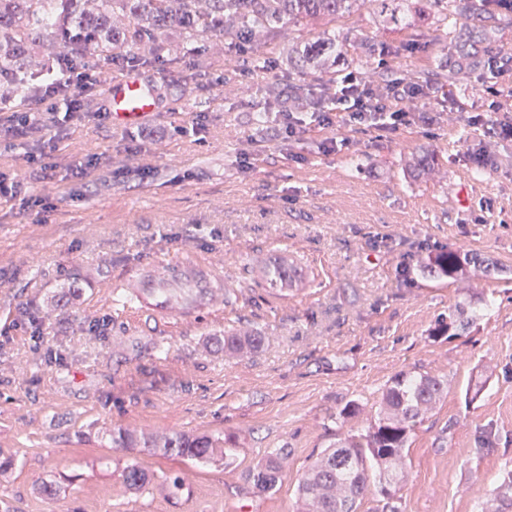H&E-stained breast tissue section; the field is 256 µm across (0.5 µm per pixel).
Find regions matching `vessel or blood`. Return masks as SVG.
Wrapping results in <instances>:
<instances>
[{"label": "vessel or blood", "mask_w": 512, "mask_h": 512, "mask_svg": "<svg viewBox=\"0 0 512 512\" xmlns=\"http://www.w3.org/2000/svg\"><path fill=\"white\" fill-rule=\"evenodd\" d=\"M106 94L112 122L118 126H139L149 119L156 108L154 92L133 74L116 75Z\"/></svg>", "instance_id": "b4317fda"}]
</instances>
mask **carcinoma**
<instances>
[{
  "mask_svg": "<svg viewBox=\"0 0 512 512\" xmlns=\"http://www.w3.org/2000/svg\"><path fill=\"white\" fill-rule=\"evenodd\" d=\"M373 5L375 22L385 29L408 35L415 44L412 0H0V112H12L33 99L55 77L57 60L67 52L78 63L92 56L101 64L127 52L137 64L154 60L177 61L195 55L208 39L242 42L285 30L306 20L334 22ZM436 23L455 50L448 61L453 77L467 62L487 51L498 37L502 15L509 9L501 0H430ZM479 15L476 31L467 30L472 14ZM357 65L369 69L372 81L388 86V50L358 38ZM343 61V43L328 32L288 48V68L299 76L315 75L329 85ZM483 260L462 250L426 252L419 268L434 280L454 283L481 271ZM271 287L288 292L302 281L288 256L275 258L265 270ZM154 278L161 283L185 282L186 288H159L157 292L174 310L198 306L207 296L220 295L232 303L226 288H209L203 275L192 268H164ZM471 304L457 303L448 316L436 320L428 336L438 340L464 330L474 322ZM265 337L243 329L224 331V355L236 357L258 350ZM446 382L422 373L394 377L379 398V411L366 429L348 434L323 450L304 471L292 512H361L365 500L374 497L367 512H402L398 496L411 434L418 420L446 394ZM112 447L138 448L150 455L179 457L197 462L234 467L239 448L232 434L172 432L142 433L128 427L112 429ZM290 451L275 448L265 453L245 474L247 495L273 494L288 468ZM124 489L138 493L153 484L154 475L137 458L121 468ZM168 493L177 497L188 490L185 474L164 476ZM479 512H512V470L501 475Z\"/></svg>",
  "mask_w": 512,
  "mask_h": 512,
  "instance_id": "cac0c4a2",
  "label": "carcinoma"
}]
</instances>
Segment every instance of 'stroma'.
<instances>
[{
	"label": "stroma",
	"mask_w": 512,
	"mask_h": 512,
	"mask_svg": "<svg viewBox=\"0 0 512 512\" xmlns=\"http://www.w3.org/2000/svg\"><path fill=\"white\" fill-rule=\"evenodd\" d=\"M322 29L271 33L242 50L208 41L217 64L202 73L192 57L177 68L138 66L159 87L145 123L157 137L138 153L132 130L111 119L25 104L62 138L51 180L22 159L40 154L37 139L0 155V172L25 187L0 200V460L15 461L0 474V512H288L316 454L357 429L340 410L355 401L374 411L403 372L448 382L411 438L405 512H477L512 468V139L466 121L491 103L487 73L432 80L433 125L322 129L306 100L323 86L289 73L286 60L289 40ZM335 29L388 46L399 79L441 56L445 41L428 14L419 52L377 28L365 8ZM271 85L278 96L269 103ZM263 109L270 118L259 128L253 116ZM288 111L303 122L300 139L280 130ZM328 137L337 141L330 152ZM414 154L433 167L407 171ZM478 154L491 158L482 180L470 176ZM350 157L363 158L361 171L347 167ZM90 159L92 182L71 176ZM33 194L42 206L29 204ZM424 246L477 252L494 266L466 284H441L413 268ZM278 250L296 260L301 290L281 294L260 276ZM165 264L223 282L238 297L234 308L208 304L186 319L151 298L128 317L105 301L114 284ZM471 290L487 299L474 324L429 338ZM92 317L109 319L107 339L87 331ZM239 326L266 341L258 353L225 357L219 340ZM475 384L482 390L466 402ZM487 425L495 444L480 452L474 437ZM119 426L234 433L241 446L233 468L194 465L113 447ZM281 447L291 456L279 491L244 494L245 472ZM132 457L159 476L184 472L189 493L160 501L123 493L121 467ZM59 481L65 496L42 493Z\"/></svg>",
	"instance_id": "35a3bbf8"
}]
</instances>
